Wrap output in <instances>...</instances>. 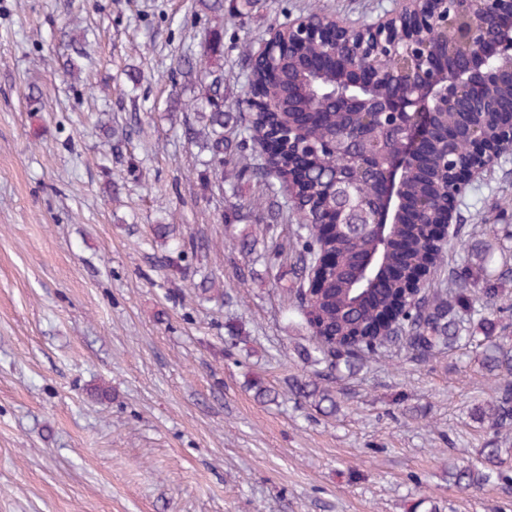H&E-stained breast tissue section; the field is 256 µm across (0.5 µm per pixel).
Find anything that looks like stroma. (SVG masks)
<instances>
[{
	"label": "stroma",
	"instance_id": "obj_1",
	"mask_svg": "<svg viewBox=\"0 0 512 512\" xmlns=\"http://www.w3.org/2000/svg\"><path fill=\"white\" fill-rule=\"evenodd\" d=\"M302 2L225 25V67ZM195 9L0 0V512H411L424 497L445 512H512L499 487L447 482L449 459L482 446L466 412L494 386L467 351L368 364L325 418L284 384L309 370L307 333L273 279L249 284L242 306L200 296L205 275L235 286L246 258L224 245L228 191L187 180L199 157L167 109ZM86 32L95 63L66 76ZM131 81L134 113L112 93ZM133 115L144 138L124 137ZM507 177L512 155L467 192L462 220H495ZM158 224L177 225V243H155ZM203 235L213 249H190ZM250 372L276 401L254 397ZM399 395L421 417L388 416Z\"/></svg>",
	"mask_w": 512,
	"mask_h": 512
}]
</instances>
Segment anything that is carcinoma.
<instances>
[{
    "instance_id": "carcinoma-1",
    "label": "carcinoma",
    "mask_w": 512,
    "mask_h": 512,
    "mask_svg": "<svg viewBox=\"0 0 512 512\" xmlns=\"http://www.w3.org/2000/svg\"><path fill=\"white\" fill-rule=\"evenodd\" d=\"M266 9V0H233L232 18L244 25ZM285 48L277 60L279 76L268 79L258 66L251 41L239 44L241 70L224 69L223 27L205 29L199 50L180 54L171 67L170 104L182 113L185 142L205 152L215 181L200 178L203 190L229 178L234 221L252 216L266 225V248L257 260L267 269L288 254V311L300 316L308 331L303 357L312 376L287 381L314 410L334 417L347 393L336 387L337 374L351 372L396 350L416 365L453 348L468 347L495 386L488 399L474 404L471 420L495 438L512 430V224L480 225L479 243L459 255L451 241L473 235L460 228L450 244L434 241L427 225L409 218V210L426 204L438 220L448 203L455 155L448 146L451 129L478 125L479 112H465L450 101L431 119L427 159L408 163L403 183L404 220L389 224L384 234L369 228L372 207L360 202L385 174L393 152L388 131H376L374 112L355 111L341 99L317 97L315 89H339L335 69L320 75L308 70L316 46L284 31ZM496 95L505 103L512 86L505 82L512 59L503 60ZM260 84L273 111L244 117L224 111V92L234 85ZM292 132L303 146L307 180L288 181L278 161L251 164L244 144H259L263 130ZM379 162L363 167L367 149ZM330 258L313 288H304L314 257ZM260 401L275 391L258 376L248 381ZM509 449L487 440L475 461L448 466V481L473 487L497 481L512 489L503 469Z\"/></svg>"
}]
</instances>
